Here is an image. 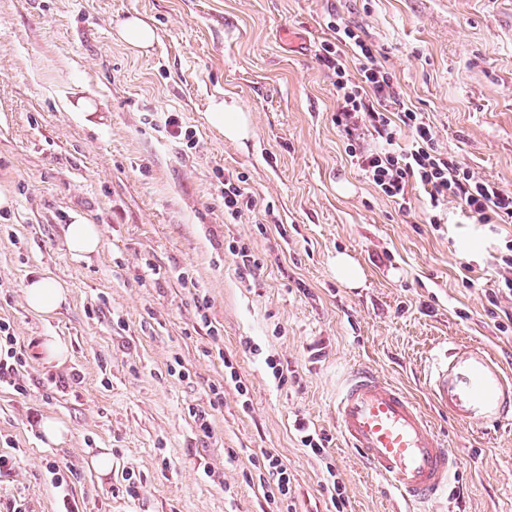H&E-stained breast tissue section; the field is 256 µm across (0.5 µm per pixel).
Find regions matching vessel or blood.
<instances>
[{
    "label": "vessel or blood",
    "instance_id": "1",
    "mask_svg": "<svg viewBox=\"0 0 512 512\" xmlns=\"http://www.w3.org/2000/svg\"><path fill=\"white\" fill-rule=\"evenodd\" d=\"M437 402L463 423L497 425L512 418V380L482 351L444 349L428 364ZM338 432L408 505L447 500L458 457L420 406L366 368L350 372L333 402Z\"/></svg>",
    "mask_w": 512,
    "mask_h": 512
}]
</instances>
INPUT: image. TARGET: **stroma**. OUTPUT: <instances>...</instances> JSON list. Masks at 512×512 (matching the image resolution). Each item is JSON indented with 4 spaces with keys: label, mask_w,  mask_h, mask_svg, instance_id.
Listing matches in <instances>:
<instances>
[{
    "label": "stroma",
    "mask_w": 512,
    "mask_h": 512,
    "mask_svg": "<svg viewBox=\"0 0 512 512\" xmlns=\"http://www.w3.org/2000/svg\"><path fill=\"white\" fill-rule=\"evenodd\" d=\"M133 14L157 34L141 54L114 37ZM333 14L375 45L442 150L512 191V0H0V193L11 200L0 208V321L26 357L24 392L0 386V455L17 458L0 503L275 512L256 479L270 451L296 512H334L329 464L348 512H396L331 408L363 364L409 392L458 454L456 494L438 512H512V425L460 424L427 388L428 360L450 341L512 373V300L488 301L512 224L467 223L452 202L437 228L364 182L315 55ZM229 98L250 116L241 143L209 119L212 101ZM171 113L196 147L167 132ZM224 171L243 175L256 201L230 223ZM78 215L101 232L84 257L66 244ZM339 253L362 267L359 287L337 280ZM43 276L69 290L48 317L23 295ZM51 336L69 349L63 363L44 358ZM48 417L68 429L63 445H45ZM299 418L327 437L323 456L302 445ZM102 453L106 475L91 465ZM130 473L142 479L133 498Z\"/></svg>",
    "instance_id": "stroma-1"
}]
</instances>
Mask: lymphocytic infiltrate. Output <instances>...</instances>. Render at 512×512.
Wrapping results in <instances>:
<instances>
[{"label": "lymphocytic infiltrate", "instance_id": "f902f5d3", "mask_svg": "<svg viewBox=\"0 0 512 512\" xmlns=\"http://www.w3.org/2000/svg\"><path fill=\"white\" fill-rule=\"evenodd\" d=\"M327 27L331 35L320 42L317 58L334 76V121L351 165L365 182L402 210L410 209L412 193H419L433 225L447 223L452 200L472 223L512 224V191L439 149L425 114L404 101L394 76L357 28L339 18ZM24 363L10 324L0 322V384L22 390ZM259 482L269 502L291 507L288 470L272 452L262 456Z\"/></svg>", "mask_w": 512, "mask_h": 512}]
</instances>
